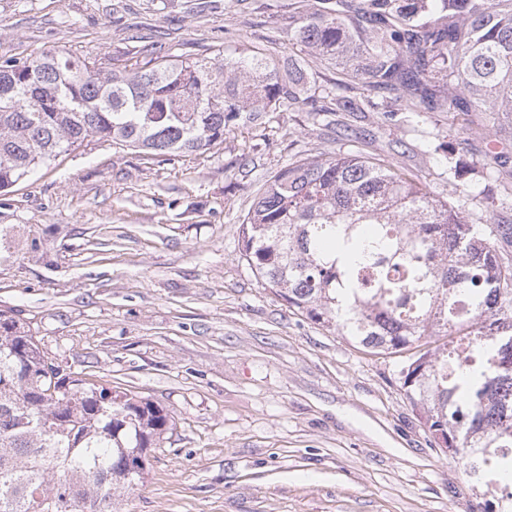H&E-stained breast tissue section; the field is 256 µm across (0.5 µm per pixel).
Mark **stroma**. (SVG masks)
<instances>
[{"instance_id": "1", "label": "stroma", "mask_w": 512, "mask_h": 512, "mask_svg": "<svg viewBox=\"0 0 512 512\" xmlns=\"http://www.w3.org/2000/svg\"><path fill=\"white\" fill-rule=\"evenodd\" d=\"M314 0H0V58L60 48L119 64L146 46L198 57L299 54ZM339 113L351 135L277 113L219 148L147 154L91 141L0 194V310L64 368L173 417L120 512H481L462 463L435 444L393 360L289 311L238 248L258 187L304 157L362 154L452 194L439 143L480 168L512 121L424 113L418 126Z\"/></svg>"}]
</instances>
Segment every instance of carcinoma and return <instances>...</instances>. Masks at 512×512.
Instances as JSON below:
<instances>
[{"instance_id":"1","label":"carcinoma","mask_w":512,"mask_h":512,"mask_svg":"<svg viewBox=\"0 0 512 512\" xmlns=\"http://www.w3.org/2000/svg\"><path fill=\"white\" fill-rule=\"evenodd\" d=\"M288 27L362 89L424 109L512 116V0H322ZM316 72L245 49L134 68L51 49L0 62V193L94 139L206 152L288 109L323 125ZM365 100L335 95V111ZM455 200L406 168L358 154L303 158L257 190L239 252L288 309L399 361L401 387L482 512H512V224L473 219L479 193L448 152ZM173 417L45 355L0 311V512H118Z\"/></svg>"}]
</instances>
